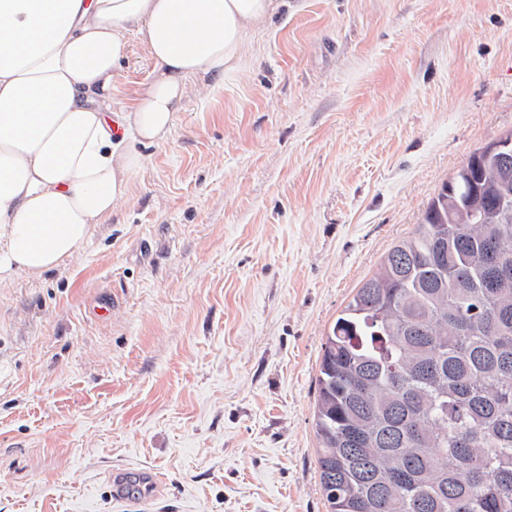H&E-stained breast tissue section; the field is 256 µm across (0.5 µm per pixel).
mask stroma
<instances>
[{"instance_id":"35a3bbf8","label":"stroma","mask_w":512,"mask_h":512,"mask_svg":"<svg viewBox=\"0 0 512 512\" xmlns=\"http://www.w3.org/2000/svg\"><path fill=\"white\" fill-rule=\"evenodd\" d=\"M116 79L153 70L138 36ZM58 268L0 285V512H325L322 346L442 183L512 131V0H287ZM106 314H99V307ZM110 492L113 499L123 501L137 498L145 507L151 506L156 499L159 478L151 471L119 470L109 477Z\"/></svg>"}]
</instances>
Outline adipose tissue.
<instances>
[{"label":"adipose tissue","mask_w":512,"mask_h":512,"mask_svg":"<svg viewBox=\"0 0 512 512\" xmlns=\"http://www.w3.org/2000/svg\"><path fill=\"white\" fill-rule=\"evenodd\" d=\"M284 0H0V284L59 267L112 216L193 79L223 80ZM154 64L132 105L117 70ZM128 52V60L121 66L115 83L114 98L120 104H128L141 92L154 66L138 36H130Z\"/></svg>","instance_id":"ef3b65f1"}]
</instances>
